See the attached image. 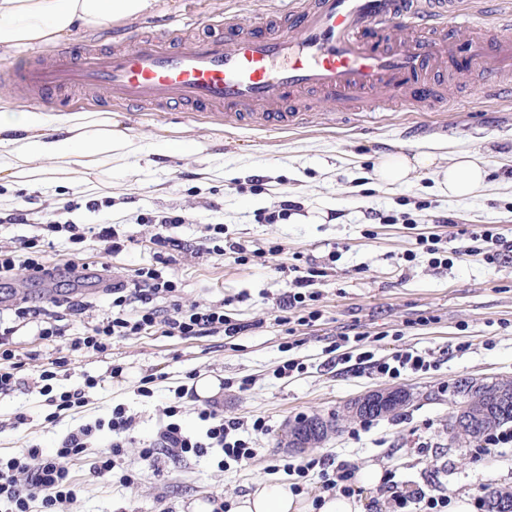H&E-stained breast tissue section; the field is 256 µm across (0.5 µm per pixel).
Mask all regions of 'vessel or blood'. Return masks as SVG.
Masks as SVG:
<instances>
[{"instance_id":"vessel-or-blood-1","label":"vessel or blood","mask_w":512,"mask_h":512,"mask_svg":"<svg viewBox=\"0 0 512 512\" xmlns=\"http://www.w3.org/2000/svg\"><path fill=\"white\" fill-rule=\"evenodd\" d=\"M461 0H290L286 10L251 19H211L210 35L183 37L135 29L112 49L26 57L0 68V80L26 102L51 107L71 90L113 104L160 111L185 106L230 130L285 129L304 113L285 111L305 91L354 102L386 86L414 104L433 100L432 76L461 64L485 68L498 86L512 69V37L489 38L474 19L469 44L448 21Z\"/></svg>"}]
</instances>
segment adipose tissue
Segmentation results:
<instances>
[{
	"mask_svg": "<svg viewBox=\"0 0 512 512\" xmlns=\"http://www.w3.org/2000/svg\"><path fill=\"white\" fill-rule=\"evenodd\" d=\"M157 0H0V54L48 48L74 30L95 32L154 10ZM138 143L115 129L108 112L15 110L0 101V182L8 187L52 186L82 171L111 172L112 162L140 152ZM436 168L442 193L466 198L483 187L487 169L463 155L437 168L432 153L387 155L375 168L384 184L405 182L419 169ZM230 512H361L356 498L322 495L312 504L290 484L259 480L238 497Z\"/></svg>",
	"mask_w": 512,
	"mask_h": 512,
	"instance_id": "adipose-tissue-1",
	"label": "adipose tissue"
}]
</instances>
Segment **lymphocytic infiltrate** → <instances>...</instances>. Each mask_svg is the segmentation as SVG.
<instances>
[{"instance_id":"lymphocytic-infiltrate-1","label":"lymphocytic infiltrate","mask_w":512,"mask_h":512,"mask_svg":"<svg viewBox=\"0 0 512 512\" xmlns=\"http://www.w3.org/2000/svg\"><path fill=\"white\" fill-rule=\"evenodd\" d=\"M44 230L49 235L67 233L69 241L74 244L94 240L108 255L120 253L130 244L129 238L120 235L115 224L108 220L88 228L56 221L45 225ZM468 238L469 245L451 249L442 247L439 239H430L427 251L433 256V266L447 265L453 256L474 253L483 254L490 263L498 262L501 241L494 227L478 226L469 232ZM38 245V239L31 237L19 240L11 248H0V275L12 276L19 271L32 275L47 272L73 283L87 279L88 264L75 259L60 266L51 264ZM170 264V259L163 258L159 263L136 269L131 279L110 283L107 291L111 301L107 312L101 317L90 318V303L70 297L22 304L14 308L13 314L19 323L34 325L41 340L56 345L62 343L69 350H85L96 355L111 351L112 340L117 336H141L159 330L168 336H212L221 333L232 337L244 331V324L233 322L223 309L197 303L184 305L176 301L178 288L168 272ZM319 275V270L312 267L303 269L291 266L287 289L279 298L281 324H289L288 314L292 311L298 312L297 322L302 326L319 319V310L312 307L319 298L318 291L314 289ZM166 296L170 297V304L158 307L157 299ZM131 301L139 305L132 314L126 311ZM69 318L87 320L86 331L80 336L67 338L65 321ZM357 358L360 364L387 379H397L408 372H426L434 365L429 354L411 349H399L382 357L376 356L374 351L365 350L358 353ZM67 364V357L55 358L39 375L43 395L48 396L51 405L60 411L82 407L89 390L98 385L97 379L89 378L84 386L55 391L53 382ZM191 393V388H181L180 399ZM180 399L164 408L167 422L161 427L154 444L141 449L139 461L142 466L159 471L169 460L189 455L203 457L215 448L220 449L225 458L239 465L252 459L254 450L241 436V421L224 418L217 410L205 408L199 413L205 424L203 436L189 434L179 421L182 411ZM135 424L134 417L118 405L113 407L109 419H99L74 428L57 448L46 451L31 447L19 456L0 457V512H31V504L35 501L40 504V512H59L60 505L75 499L78 494L74 477L64 465L65 460L81 459L97 432L105 428L115 433L117 439L108 450L99 454L91 475L97 479L111 480L115 459L122 455L124 439L134 431ZM287 469L302 479L308 477L310 472H317L326 491H337L348 497L361 493L356 484L354 468L344 462L334 463L325 457H311L297 464H288ZM379 491L389 494L391 512H448L450 504L448 497L431 496L420 486L397 481L396 473L392 470L383 474Z\"/></svg>"}]
</instances>
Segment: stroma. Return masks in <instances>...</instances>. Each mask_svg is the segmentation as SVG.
<instances>
[{
	"label": "stroma",
	"mask_w": 512,
	"mask_h": 512,
	"mask_svg": "<svg viewBox=\"0 0 512 512\" xmlns=\"http://www.w3.org/2000/svg\"><path fill=\"white\" fill-rule=\"evenodd\" d=\"M279 6L280 0H160L132 26L191 34L206 16L228 11L249 18ZM435 94V103L421 108L408 94L397 96L386 88L355 105L305 92L294 106L307 113V124L285 131L227 130L184 112L118 109L112 118L139 141L140 153L114 162L108 175L91 171L49 189L10 190L9 202L0 205L2 247L37 235L42 222L95 223L99 215L87 209L89 199L111 200L112 221L132 244L109 256L89 240L82 258L94 268L108 264L116 280L130 279L135 269L155 261V229L145 217L185 214L187 223L168 231L175 241L168 252L175 258L183 302L223 307L248 329L231 338L124 336L113 340L107 356L69 352L71 365L58 388L83 386L90 376L99 384L83 407L52 420L37 379L54 353L31 328H21L14 340L26 386L0 394V456L33 445L58 447L70 430L107 417L120 404L137 425L114 473L135 471L134 486L89 478L91 464L113 439L101 431L84 459L71 465L85 485L63 512H188L196 501L216 494L228 500L242 496L260 479L288 480L284 462L327 455L359 469L396 470L398 480L447 493L455 503H472L490 487L512 489V447L477 461L463 442L448 440L458 380L512 381V256L492 265L466 256L437 269L420 244L424 237L447 240L478 225L496 227L512 242V97L488 95L476 69L439 76ZM399 151L434 153L443 167L470 155L488 169L487 184L473 196L454 199L437 191L429 169L412 172L403 185L376 182L375 166ZM89 181L98 184L96 194L86 192ZM285 197L298 204L287 219L255 223V211L277 209ZM16 208L29 210L32 223L2 222V215ZM371 210L405 212L412 221L381 224L368 219ZM209 224L223 225L226 236L243 242L247 261L198 253ZM275 244L282 253L270 254ZM294 264L320 266L328 275L316 286L321 318L292 334L277 321V300ZM74 294L93 302L95 311L106 305L101 289L77 290L60 277L45 283L0 279L5 310L24 297L46 301ZM350 328L366 333L361 350L380 356L397 349L426 351L438 367L395 380V387L413 395L397 415L375 419L360 432L344 424L339 434L302 452L282 447L281 431L295 417L342 413L354 397L386 386V379L367 367L336 362L333 349ZM462 341L470 345L463 353L456 349ZM288 359L301 362L303 371L277 376V366ZM115 364L123 374L113 380L109 371ZM150 374L152 394L145 397L140 387ZM193 376L219 380L212 402L224 417L248 424L260 417L266 430L248 432L255 454L244 467H221L222 455L213 451L181 459L155 475L141 468L139 450L155 438L166 422L164 407ZM244 379L251 382L245 391L239 388ZM20 415L25 422L19 426ZM421 442L428 445L423 455L417 451Z\"/></svg>",
	"instance_id": "stroma-1"
}]
</instances>
